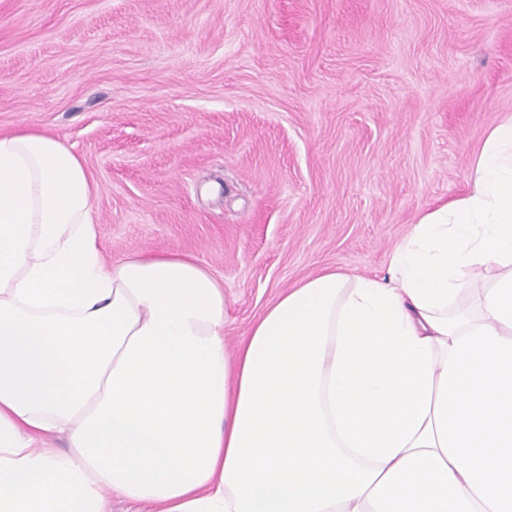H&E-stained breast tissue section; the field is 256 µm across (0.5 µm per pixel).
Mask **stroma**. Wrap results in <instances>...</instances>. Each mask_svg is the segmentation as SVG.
Returning <instances> with one entry per match:
<instances>
[{"label": "stroma", "mask_w": 512, "mask_h": 512, "mask_svg": "<svg viewBox=\"0 0 512 512\" xmlns=\"http://www.w3.org/2000/svg\"><path fill=\"white\" fill-rule=\"evenodd\" d=\"M512 115V0H0V130L73 146L102 251L192 254L236 343L325 268L382 278Z\"/></svg>", "instance_id": "1"}]
</instances>
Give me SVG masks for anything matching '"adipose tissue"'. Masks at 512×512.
<instances>
[{
    "instance_id": "1",
    "label": "adipose tissue",
    "mask_w": 512,
    "mask_h": 512,
    "mask_svg": "<svg viewBox=\"0 0 512 512\" xmlns=\"http://www.w3.org/2000/svg\"><path fill=\"white\" fill-rule=\"evenodd\" d=\"M469 182L232 346L217 277L108 260L82 158L0 132V512H512V116Z\"/></svg>"
}]
</instances>
